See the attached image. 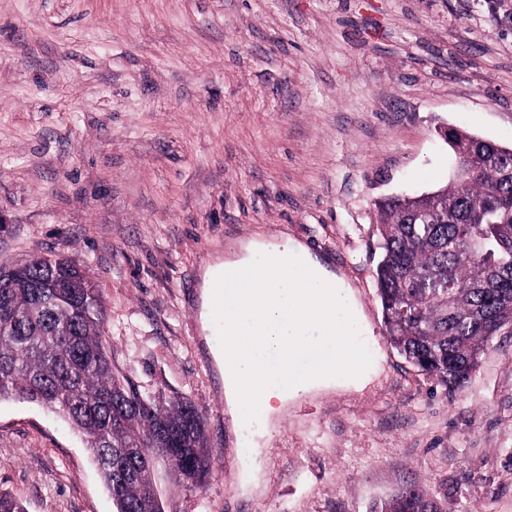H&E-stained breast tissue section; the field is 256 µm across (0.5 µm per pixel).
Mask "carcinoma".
<instances>
[{"instance_id":"obj_1","label":"carcinoma","mask_w":512,"mask_h":512,"mask_svg":"<svg viewBox=\"0 0 512 512\" xmlns=\"http://www.w3.org/2000/svg\"><path fill=\"white\" fill-rule=\"evenodd\" d=\"M471 173L434 192L378 203L376 288L390 344L450 391L462 389L489 342L512 329V146L448 130ZM77 264L35 257L0 288V399L62 413L87 439L116 512H161L150 449L168 451L202 479L211 450L188 400L163 406L114 376L97 288H74ZM369 512H447L420 485Z\"/></svg>"}]
</instances>
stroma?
I'll use <instances>...</instances> for the list:
<instances>
[{"instance_id": "1", "label": "stroma", "mask_w": 512, "mask_h": 512, "mask_svg": "<svg viewBox=\"0 0 512 512\" xmlns=\"http://www.w3.org/2000/svg\"><path fill=\"white\" fill-rule=\"evenodd\" d=\"M450 127L512 144V0H0V269L85 267L113 371L197 407L211 464L156 463L164 512H367L414 482L512 512V331L449 392L391 347L375 284L377 204L448 185ZM284 236L351 288L375 369L298 398L258 448L202 341L200 271ZM0 491L115 512L81 436L14 398Z\"/></svg>"}]
</instances>
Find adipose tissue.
I'll return each instance as SVG.
<instances>
[{
  "label": "adipose tissue",
  "instance_id": "adipose-tissue-1",
  "mask_svg": "<svg viewBox=\"0 0 512 512\" xmlns=\"http://www.w3.org/2000/svg\"><path fill=\"white\" fill-rule=\"evenodd\" d=\"M283 256L289 266L280 264ZM219 279L220 312L212 297ZM201 288L203 331L214 332L221 322L233 327L211 353L236 428L270 425L288 402L340 380L352 386L366 380L364 327L353 293L306 246L288 238L248 243L208 264Z\"/></svg>",
  "mask_w": 512,
  "mask_h": 512
}]
</instances>
